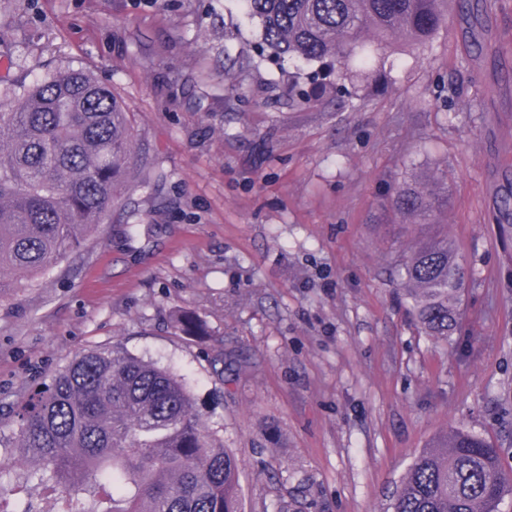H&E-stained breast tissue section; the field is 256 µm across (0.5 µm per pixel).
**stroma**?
Returning <instances> with one entry per match:
<instances>
[{"label":"stroma","mask_w":512,"mask_h":512,"mask_svg":"<svg viewBox=\"0 0 512 512\" xmlns=\"http://www.w3.org/2000/svg\"><path fill=\"white\" fill-rule=\"evenodd\" d=\"M259 43L239 0H0V88L90 69L159 176L0 298V458L25 466L16 412L35 389L118 344L185 379L239 462L243 512H392L415 454L457 428L512 468V0L451 15L354 80L349 106ZM432 171L453 209L392 223L397 179ZM443 228L465 271L446 338L396 273ZM181 310L210 336L179 335Z\"/></svg>","instance_id":"35a3bbf8"}]
</instances>
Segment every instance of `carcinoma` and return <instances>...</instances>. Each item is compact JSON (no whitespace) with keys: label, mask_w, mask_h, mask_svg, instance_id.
Masks as SVG:
<instances>
[{"label":"carcinoma","mask_w":512,"mask_h":512,"mask_svg":"<svg viewBox=\"0 0 512 512\" xmlns=\"http://www.w3.org/2000/svg\"><path fill=\"white\" fill-rule=\"evenodd\" d=\"M275 57L336 64V92L375 57L356 59L360 39L376 49L402 40L425 46L450 12L475 0H242ZM130 113L84 69L10 84L0 101V297L45 275L105 223L134 172ZM447 175L398 179L393 222L434 224L451 205ZM402 287L421 328L448 337L460 315L465 273L448 236L419 241L399 262ZM179 330L204 336L184 313ZM17 448L30 466L0 465V512H35L27 487L49 512H241L238 462L202 428L186 383L122 346L91 349L18 412ZM512 470L501 449L457 429L420 450L393 495V512H501Z\"/></svg>","instance_id":"obj_1"}]
</instances>
